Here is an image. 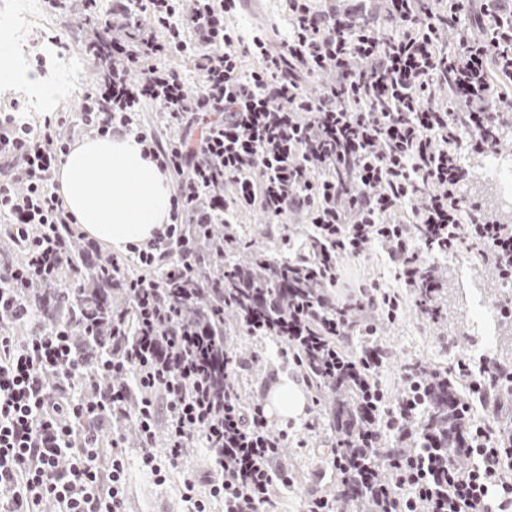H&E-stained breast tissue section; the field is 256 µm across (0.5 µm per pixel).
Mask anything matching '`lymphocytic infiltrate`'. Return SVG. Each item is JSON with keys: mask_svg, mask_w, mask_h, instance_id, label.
Here are the masks:
<instances>
[{"mask_svg": "<svg viewBox=\"0 0 512 512\" xmlns=\"http://www.w3.org/2000/svg\"><path fill=\"white\" fill-rule=\"evenodd\" d=\"M239 2L111 0L100 15L96 0H75L108 40L106 71L78 116L45 117L36 135L0 113V240L9 244L0 249V320L29 319V285L82 262L71 248L81 234L54 180L76 132L134 136L175 179L165 232L138 251L156 276L125 282L120 260L109 259L127 306L112 312V358L87 379L91 396L76 386L88 355L70 317L21 340L0 332V512H40L46 501L56 512H126L124 424L157 481L164 467L182 469L191 512H207L213 499L224 512H276L287 434L270 429L262 402H241L243 363L224 348L228 313L238 331L276 337L307 386L352 381L355 401L330 459L336 487L313 490L305 512H347L352 489L371 512H512V428L489 429L470 401H456L454 444L440 454L420 436L424 394L413 366L403 368L400 396L377 380L390 361L377 336L404 294L423 313L440 311L442 286L423 276L422 253L464 254L512 282V224L465 201L459 160L460 150L498 146V129L512 121L494 107L512 84V0H286L280 41L225 25ZM173 54L192 58L195 95L177 70L155 66ZM248 56L258 65L247 71ZM150 103L163 106L176 136L136 122ZM251 209L283 233L310 225L308 254L294 264L315 289L289 295L280 312L259 267L249 274L251 308L215 290L201 320H188L194 296L170 289L200 262L187 225H223L225 249L237 250L244 243L230 216ZM375 246L402 292L364 281L340 293L343 260ZM456 369L482 404L499 411L512 400V367L487 360L474 373L460 358ZM197 440L217 479L185 467Z\"/></svg>", "mask_w": 512, "mask_h": 512, "instance_id": "lymphocytic-infiltrate-1", "label": "lymphocytic infiltrate"}]
</instances>
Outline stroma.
<instances>
[{"mask_svg":"<svg viewBox=\"0 0 512 512\" xmlns=\"http://www.w3.org/2000/svg\"><path fill=\"white\" fill-rule=\"evenodd\" d=\"M41 13L48 30L65 39L70 54L80 59L84 85L89 87L97 83L101 77V67L89 54L92 32L84 19L67 13L66 9H55L48 5L43 6ZM227 23L246 38L261 31L284 38L288 35L287 5L285 0H249L242 11L228 16ZM466 165L471 174L466 187L467 196L492 215L512 222V208L501 204L492 183L481 172V156H468ZM235 220V229L243 241L251 243L254 250L278 259L286 258L289 251L304 247L310 233L308 225H289L291 241L285 246L281 243L279 231L266 224L259 211L237 212ZM423 259L436 267L448 291V301L435 323L425 321L413 301H405L396 322L385 326L380 342L392 352L393 360L381 369L378 381L384 390L394 396L402 391L401 367L406 363H417L450 375L460 356L467 357L473 366L481 365L488 358H512V317L505 316L497 321L492 329V341L488 344L477 337L473 325L475 301L503 309L505 303H512V285L501 283L496 289H489L487 283L494 279V271L463 255L427 253ZM342 268L348 283L374 280L385 290L396 292L400 289V283L381 247H373L365 256L344 260ZM227 330V348L250 362L248 370L238 380L243 404L253 402L259 383L264 378L299 380L296 368L283 358L281 346L273 337L248 336L239 333L232 324L228 325ZM443 336L447 337L448 346H441L439 339ZM334 414L335 396L326 392L321 396L320 405L305 408L306 418L319 417V429L308 430L304 420L289 422L270 416V425L274 430L284 429L288 432L281 464L290 481L279 489L278 512H302L304 500L312 490L311 478L327 471L330 445L337 437ZM124 450L127 456L128 512H188L180 470H167L165 481L156 483L151 473L141 467L138 447L128 444Z\"/></svg>","mask_w":512,"mask_h":512,"instance_id":"35a3bbf8","label":"stroma"}]
</instances>
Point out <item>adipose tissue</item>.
I'll return each mask as SVG.
<instances>
[{
  "label": "adipose tissue",
  "instance_id": "1",
  "mask_svg": "<svg viewBox=\"0 0 512 512\" xmlns=\"http://www.w3.org/2000/svg\"><path fill=\"white\" fill-rule=\"evenodd\" d=\"M56 182L80 230L112 250L146 244L169 221V178L132 136L85 135L63 157Z\"/></svg>",
  "mask_w": 512,
  "mask_h": 512
}]
</instances>
